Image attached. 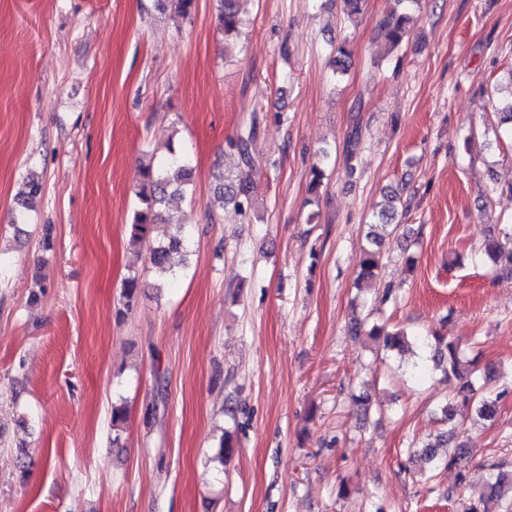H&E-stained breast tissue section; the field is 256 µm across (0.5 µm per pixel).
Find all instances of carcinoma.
<instances>
[{"label":"carcinoma","instance_id":"carcinoma-1","mask_svg":"<svg viewBox=\"0 0 512 512\" xmlns=\"http://www.w3.org/2000/svg\"><path fill=\"white\" fill-rule=\"evenodd\" d=\"M218 2L217 19L222 32L224 43L234 44L244 34L245 22L236 8V0H216ZM396 8L383 16L378 24V33L384 35L393 49L399 48L409 37L413 25L418 20L421 11V0H395ZM258 116H253L249 124L241 127L237 134L227 141V148L237 158V172L228 177L224 173L215 176L216 187L211 198V207L219 210L232 208L237 214L245 215L251 209L257 184L253 174L257 168V136ZM167 157L160 163L153 159L141 163V184L136 192L138 197L137 209L131 223L127 224L130 244L140 252L147 254L150 264L156 269L161 278V284H170L176 272L186 266L187 249L185 245L186 232L184 225L176 222L173 230L160 237L155 234L158 225L165 223L162 209L168 199L184 197L193 184V169L186 155L178 152L173 140L165 144ZM329 158L328 152H322L320 162L313 164L310 170L308 191L319 194L325 179L324 166ZM43 193L42 181L29 177L23 181L17 194V204L23 209L19 217H24V211L31 207L33 201ZM411 200H402L399 194L385 195V204L375 215V222L368 227L366 234L369 247L362 253L360 260L361 271L359 280L368 288L376 287L378 270L382 265L383 239L378 228L392 225L398 208H410ZM478 257L482 261L501 265L500 277L506 281L512 280V224H506L497 236L490 237L480 250ZM140 288L139 278L135 275L125 279L122 297L124 309L119 316L124 317L132 309ZM368 336L379 343L387 352L399 353L414 348L430 350L431 367L415 366V371L423 374L432 368L442 371L447 378H454L460 383L458 394L464 402L472 405L473 420L488 421L497 414L498 396L486 391L479 384L473 363L464 358L460 343L445 334L429 335L409 334L403 330L390 332L386 325L374 324L370 327ZM443 422L447 427L437 434L434 440L428 441L416 452L421 471L428 478L436 477V471L454 464V461L443 460L437 449L449 443H455L458 448L463 444L458 442L457 428L453 424V412L450 406L441 408ZM128 418L127 406L123 403L112 404V447H123L122 436L124 424ZM492 473L488 475L484 490L479 500L465 507L464 512H500L504 498V488L512 490V471H505L498 465L491 466Z\"/></svg>","mask_w":512,"mask_h":512}]
</instances>
